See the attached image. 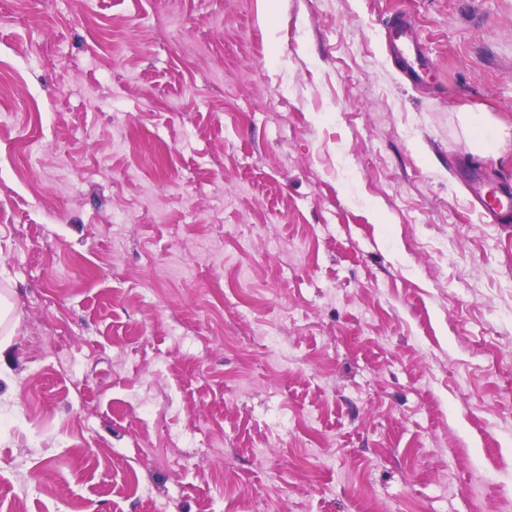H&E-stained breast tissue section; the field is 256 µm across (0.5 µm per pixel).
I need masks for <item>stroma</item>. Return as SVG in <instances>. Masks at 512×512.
<instances>
[{
  "mask_svg": "<svg viewBox=\"0 0 512 512\" xmlns=\"http://www.w3.org/2000/svg\"><path fill=\"white\" fill-rule=\"evenodd\" d=\"M0 72V512H512V0H0ZM483 207L490 213L496 214L502 222L512 220V193L498 188H488L481 196Z\"/></svg>",
  "mask_w": 512,
  "mask_h": 512,
  "instance_id": "1",
  "label": "stroma"
}]
</instances>
